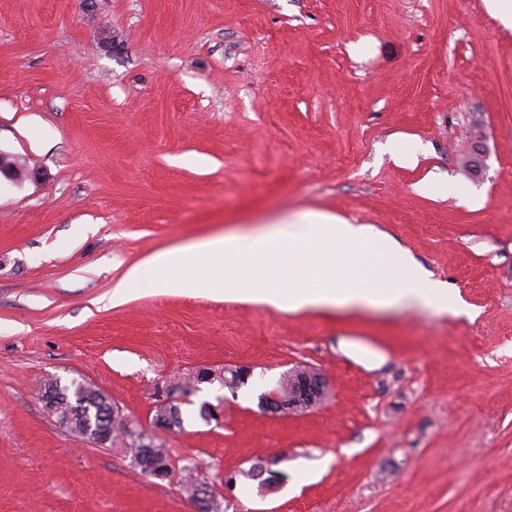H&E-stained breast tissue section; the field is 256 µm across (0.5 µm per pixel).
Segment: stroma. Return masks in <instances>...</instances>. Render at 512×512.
Segmentation results:
<instances>
[{
	"instance_id": "stroma-1",
	"label": "stroma",
	"mask_w": 512,
	"mask_h": 512,
	"mask_svg": "<svg viewBox=\"0 0 512 512\" xmlns=\"http://www.w3.org/2000/svg\"><path fill=\"white\" fill-rule=\"evenodd\" d=\"M0 157V512H195L191 463L227 512H512V29L485 0H0ZM433 174L464 195L420 193ZM310 209L389 233L468 314L112 296L157 251ZM297 365L329 399L264 412ZM49 379L169 477L61 424ZM270 461L280 486L225 489ZM126 433L131 439V442L129 443V450L130 453H132V458L135 455L137 456L141 450H145V452H143V461L140 463V466L135 463L133 458L134 463L136 464L137 467L140 468L142 474H145L142 468V466L144 465H146L147 467L157 465L158 468L163 471L164 476L162 478L167 477L171 473L170 460L165 449L162 448L161 445L155 444V442L152 440L154 444L153 448H142L141 445L139 444V439L140 437H143L144 434H141V432H139V434L135 435V432L131 430H126Z\"/></svg>"
}]
</instances>
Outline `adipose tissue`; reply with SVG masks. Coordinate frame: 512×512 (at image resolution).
I'll use <instances>...</instances> for the list:
<instances>
[{
	"label": "adipose tissue",
	"instance_id": "obj_1",
	"mask_svg": "<svg viewBox=\"0 0 512 512\" xmlns=\"http://www.w3.org/2000/svg\"><path fill=\"white\" fill-rule=\"evenodd\" d=\"M137 287L203 290L291 313L423 307L456 315L464 309L447 282L390 235L321 210L157 252L128 269L115 292Z\"/></svg>",
	"mask_w": 512,
	"mask_h": 512
}]
</instances>
